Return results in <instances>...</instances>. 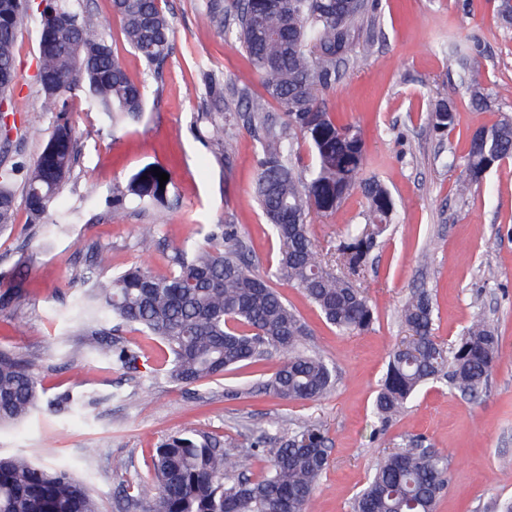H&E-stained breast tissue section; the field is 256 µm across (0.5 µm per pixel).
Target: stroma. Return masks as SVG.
Segmentation results:
<instances>
[{"label":"stroma","instance_id":"1","mask_svg":"<svg viewBox=\"0 0 512 512\" xmlns=\"http://www.w3.org/2000/svg\"><path fill=\"white\" fill-rule=\"evenodd\" d=\"M109 23L115 53L130 76L145 84L146 107L139 121L115 133L97 113L86 111L81 92L68 100L80 155L56 204L68 215L62 227L34 224L25 206L16 222L0 232V284L14 274L25 291L0 311V350L28 363L46 396L76 389L88 406L80 411L35 413L26 423L0 430V453H22L33 461L71 468L96 498L101 512H143L128 501L122 480L146 475L153 448L183 433L203 432L234 444L243 473L259 471L278 428L304 422L321 427L330 450L329 466L312 512H349L352 496L365 484L376 460L409 438L447 454L451 478L438 512H491L494 499L512 498V159L469 183L466 157L473 132L512 117V20L499 14L501 0H370L375 19L361 25L356 44L363 62L340 67L323 104L337 123L361 127L366 160L363 176L390 192L395 209L355 284L368 296L374 319L365 331L345 334L328 324L297 288L273 278L279 244L252 199L260 145L246 123V104L227 126L234 152L218 164L200 137L198 114L212 111L201 72L211 68L225 83L244 82L251 100L283 122L280 106L253 74L246 53L231 43L221 25L200 26L206 0H167L174 49L161 79L148 77L112 19L110 0H84ZM40 0H28L16 44L15 88L9 116L15 123L8 143L0 142V165L34 162L55 120L43 111L37 92ZM479 52L486 105H478L457 53ZM453 97L456 125L437 134L428 116ZM147 166L168 169L167 220L159 225L151 254L136 237L153 213L138 201L111 212L105 198L114 184L127 183ZM368 208L354 189L335 216H315L310 232L323 260H331L347 225L358 224ZM202 224L233 226L254 268L307 322L309 348L336 370L333 390L315 402H289L265 394L264 380L278 359L250 364L219 378L180 386L166 375L162 346L145 341L131 326L113 335L125 345L144 344L136 368L89 354V337L70 333L67 316L77 305L82 274L92 246L108 248L104 275L144 265L170 270L175 245L194 240ZM32 255L27 268L21 256ZM431 292L435 334L454 342L477 318L497 328L502 359L486 393L471 401L445 382L424 385L404 412L381 423L372 402L387 372L389 353L404 337L403 302L416 290ZM96 449L88 458L84 449ZM122 477H114V468Z\"/></svg>","mask_w":512,"mask_h":512}]
</instances>
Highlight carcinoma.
I'll list each match as a JSON object with an SVG mask.
<instances>
[{"instance_id": "carcinoma-1", "label": "carcinoma", "mask_w": 512, "mask_h": 512, "mask_svg": "<svg viewBox=\"0 0 512 512\" xmlns=\"http://www.w3.org/2000/svg\"><path fill=\"white\" fill-rule=\"evenodd\" d=\"M83 0H45L40 11L38 92L54 125L33 165L16 161L0 172V231L15 224V178L24 179V202L33 222L53 211L78 157V138L67 114V95L78 89L89 112L110 127L138 120L145 109L143 84L123 67L105 27L82 7ZM25 0H0V98L10 97L15 79L14 45ZM236 40L267 94L288 117V124L269 121L260 102L252 104L249 122L260 126L261 158L254 197L271 222L279 242L272 276L297 288L319 308L326 321L342 332L369 328L373 310L360 289L324 265L309 231L313 212L334 215L357 183L369 200L365 224L347 227L339 261L360 267L390 223L394 203L376 180L359 181L365 144L353 124H338L326 112L322 94L336 80L339 63L360 62L356 32L365 11L344 7L341 0H234L229 4ZM112 15L126 43L157 78L173 52V27L162 0H112ZM204 25L224 22V0H209L199 15ZM204 92L216 111L201 114L210 124L208 140L216 159H230L232 139L224 125V81L212 69L202 71ZM434 129L444 133L455 113L441 105L430 114ZM296 130L308 143L311 162L297 167ZM471 137L467 155L469 181L478 182L496 163L512 157V119L481 127ZM168 186H159L152 167L141 169L126 186L115 185L106 206L114 211L134 198L153 207L164 203ZM155 223L142 226L141 251L155 246ZM175 269L155 275L141 267L110 277H83L74 336L97 326L91 352L125 366L137 362L141 347L112 343L115 321L160 341L169 352V379L192 385L224 371L265 361L283 360L264 383L266 393L282 400L313 401L335 384L329 364L304 342L306 322L254 272L235 232L216 224L204 242L175 249ZM25 281L11 280L0 293V310L24 293ZM400 317L408 338L392 351L373 412L386 422L401 412L425 383L444 380L452 391L478 397L500 362L499 336L481 320L466 327L457 341L445 345L435 336L434 304L426 291L413 293ZM43 388L31 367L0 352V428L19 424L42 408ZM82 407L70 391L48 403L55 412ZM267 464L251 476L237 472L230 452L208 435L173 437L155 448L152 469L129 489L144 496L145 512H310L320 479L328 467V449L319 429L310 424L288 429V438L267 449ZM448 457L430 448L390 452L354 495L351 512H437L448 482ZM0 512H99L98 503L69 470L39 465L22 454L0 455Z\"/></svg>"}]
</instances>
